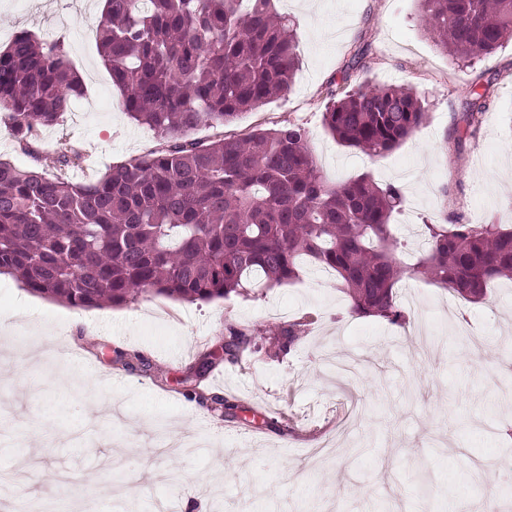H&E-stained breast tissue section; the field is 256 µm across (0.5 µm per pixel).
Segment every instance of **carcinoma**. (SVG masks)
<instances>
[{
	"instance_id": "1",
	"label": "carcinoma",
	"mask_w": 512,
	"mask_h": 512,
	"mask_svg": "<svg viewBox=\"0 0 512 512\" xmlns=\"http://www.w3.org/2000/svg\"><path fill=\"white\" fill-rule=\"evenodd\" d=\"M420 21L443 51L473 59L512 38V0H420ZM101 60L123 91L128 117L165 145L92 181L53 174L84 155L39 154L30 137L54 126L84 94L61 42L15 33L0 50V118L37 165L0 160V274L32 293L85 309L120 306L143 294L212 301L297 278L309 259L335 273L353 313L405 319L397 283L422 277L469 301L490 281L512 279V227L427 224L416 262L397 259L391 221L402 203L393 185L367 174L330 182L305 128L288 124L242 137L198 141L201 126L233 121L288 90L296 32L272 0H105L95 21ZM485 94L472 92L454 129L475 135ZM412 91L362 83L331 94L328 132L371 157L384 155L426 122ZM250 339L231 329L212 366Z\"/></svg>"
}]
</instances>
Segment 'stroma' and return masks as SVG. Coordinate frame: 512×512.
Returning <instances> with one entry per match:
<instances>
[{"instance_id": "1", "label": "stroma", "mask_w": 512, "mask_h": 512, "mask_svg": "<svg viewBox=\"0 0 512 512\" xmlns=\"http://www.w3.org/2000/svg\"><path fill=\"white\" fill-rule=\"evenodd\" d=\"M84 0H0V35L26 29L63 42L86 93L34 152L71 146L92 180L162 146L131 121L86 33ZM295 22L290 89L195 139L304 127L334 183L362 174L403 193L392 232L413 262L424 227L512 225V40L463 61L417 24L416 0H275ZM364 81L402 85L428 119L371 157L325 129L330 90ZM486 96L476 134L453 129L470 91ZM406 321L352 313L336 279L303 263L295 280L211 302L161 295L76 310L0 278V473L38 449L36 473L0 483L12 512H156L198 498L205 512H498L512 505V280L469 303L422 279ZM298 326L279 350L275 337ZM251 343L237 361L201 370L228 327ZM201 385L223 405L187 397ZM337 438L335 451L309 448Z\"/></svg>"}]
</instances>
